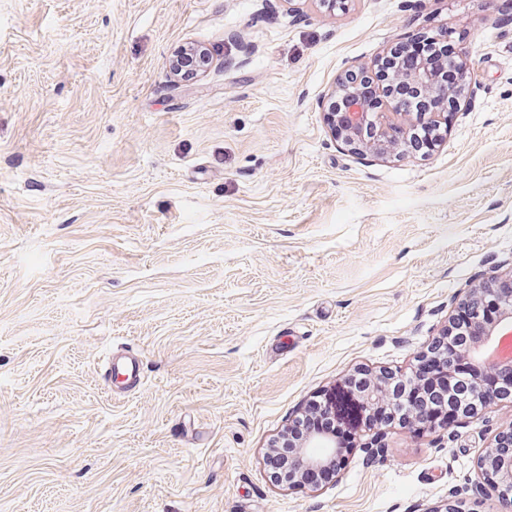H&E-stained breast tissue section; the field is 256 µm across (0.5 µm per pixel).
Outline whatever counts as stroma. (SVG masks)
<instances>
[{
    "mask_svg": "<svg viewBox=\"0 0 512 512\" xmlns=\"http://www.w3.org/2000/svg\"><path fill=\"white\" fill-rule=\"evenodd\" d=\"M441 31L477 80L429 154L331 135L347 70ZM510 269L512 0H0V512H512L478 487L505 400L314 488L265 457ZM181 50L185 52L182 53V56L179 59L180 62L175 60V63L172 61L171 64L174 72H176L175 65L182 66V64H186L188 62L191 63L190 69L195 72H205L209 68L211 59L206 50L202 47L190 43L183 46ZM109 373L111 380H118L119 376L123 379L120 381L124 384L121 390L127 391L135 388L141 380V363L136 354L124 352L117 354L115 359L109 357Z\"/></svg>",
    "mask_w": 512,
    "mask_h": 512,
    "instance_id": "35a3bbf8",
    "label": "stroma"
}]
</instances>
